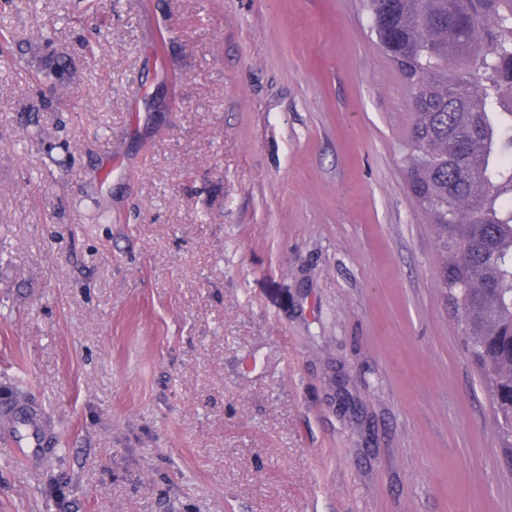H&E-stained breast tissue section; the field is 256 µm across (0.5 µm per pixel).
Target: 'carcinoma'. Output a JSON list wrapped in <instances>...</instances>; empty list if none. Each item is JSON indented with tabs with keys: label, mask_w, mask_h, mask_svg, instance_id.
I'll use <instances>...</instances> for the list:
<instances>
[{
	"label": "carcinoma",
	"mask_w": 512,
	"mask_h": 512,
	"mask_svg": "<svg viewBox=\"0 0 512 512\" xmlns=\"http://www.w3.org/2000/svg\"><path fill=\"white\" fill-rule=\"evenodd\" d=\"M407 87L408 186L512 472V0H361Z\"/></svg>",
	"instance_id": "1"
}]
</instances>
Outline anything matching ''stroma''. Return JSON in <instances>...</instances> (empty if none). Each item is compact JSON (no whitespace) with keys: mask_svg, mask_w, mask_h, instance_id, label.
I'll return each instance as SVG.
<instances>
[{"mask_svg":"<svg viewBox=\"0 0 512 512\" xmlns=\"http://www.w3.org/2000/svg\"><path fill=\"white\" fill-rule=\"evenodd\" d=\"M86 3L0 0V512H512L360 0ZM26 421L30 447L40 448L45 456L52 455L56 449V435L44 415L35 406H32L26 413Z\"/></svg>","mask_w":512,"mask_h":512,"instance_id":"stroma-1","label":"stroma"}]
</instances>
